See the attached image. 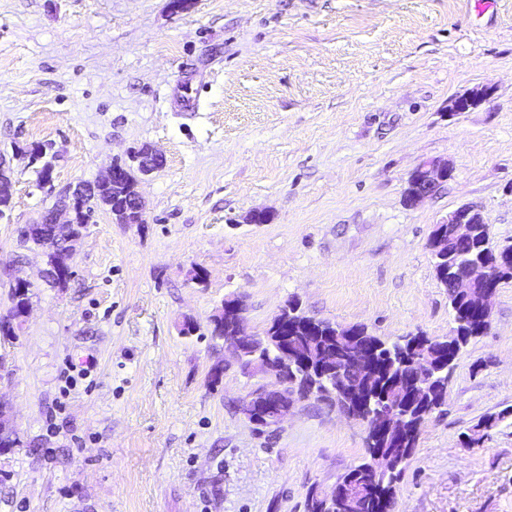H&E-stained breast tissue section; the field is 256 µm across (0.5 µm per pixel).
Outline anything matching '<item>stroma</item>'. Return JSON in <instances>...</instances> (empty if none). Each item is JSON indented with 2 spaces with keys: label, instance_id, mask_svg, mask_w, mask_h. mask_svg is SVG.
<instances>
[{
  "label": "stroma",
  "instance_id": "stroma-1",
  "mask_svg": "<svg viewBox=\"0 0 512 512\" xmlns=\"http://www.w3.org/2000/svg\"><path fill=\"white\" fill-rule=\"evenodd\" d=\"M495 2L0 0V312L10 281L33 285L0 335L21 440L0 454V512H306L365 459V424L312 397L280 428L249 423L241 399L274 377L224 369L178 328L237 294L256 335L292 299L389 342L452 335L435 224L474 204L512 245V0ZM38 143L56 152L47 186ZM144 145L164 163L138 183L143 223L94 206L72 277L48 283L21 228ZM431 162L450 178L408 205ZM490 305L391 512H512V280ZM492 87L485 86L477 90H473L468 94L455 97L448 104L449 111L465 112L478 102L486 99L492 93ZM19 286V288L21 289V292H23L26 289H28V292H26L28 298H26V305H25V302L24 301H19L17 302V304L14 305L13 307V317L12 319L15 321L14 323L12 322H0V332L3 336H9V337H13V336H17L16 335V330L20 329L21 328V324H22V320H21V317L23 316V308H24V305H25V313L27 312L28 308H29V303H30V297H29V294H30V288H31V284L25 280H16L14 281L13 283L10 284V288L12 290V292H14L15 288H17Z\"/></svg>",
  "mask_w": 512,
  "mask_h": 512
}]
</instances>
